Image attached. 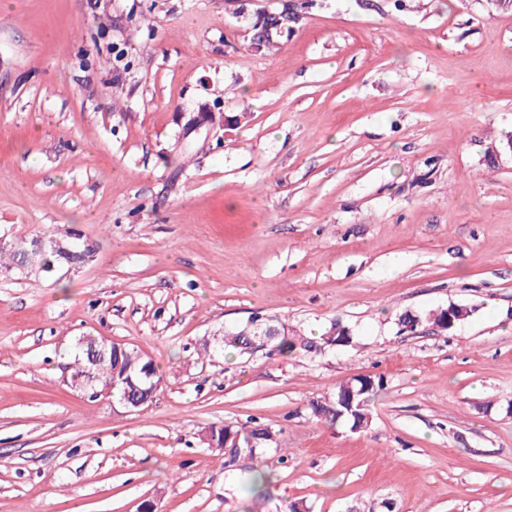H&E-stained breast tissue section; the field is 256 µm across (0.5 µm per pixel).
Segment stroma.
<instances>
[{"instance_id": "obj_1", "label": "stroma", "mask_w": 512, "mask_h": 512, "mask_svg": "<svg viewBox=\"0 0 512 512\" xmlns=\"http://www.w3.org/2000/svg\"><path fill=\"white\" fill-rule=\"evenodd\" d=\"M510 131L491 0H0V239L90 253L0 257V512H512ZM255 317L354 341L209 355ZM87 334L154 360L149 407L73 386ZM365 375V428L313 418ZM250 418L262 455L203 443ZM447 308L448 307L440 308V309H437V310H432L429 313L423 314V315L412 314L411 312L406 311V312H403V313L398 315L397 322H398V325L399 324L405 325L402 328V330L414 332L417 329V327L420 326L421 324H423L424 322L429 323L432 326L437 324V323L438 324L439 323H444L446 321V319H447V314L445 312V310ZM412 315L417 316L420 319L417 318L412 323L407 324L412 319Z\"/></svg>"}]
</instances>
